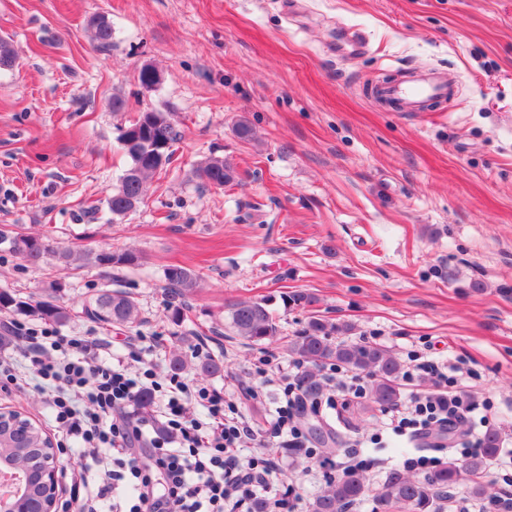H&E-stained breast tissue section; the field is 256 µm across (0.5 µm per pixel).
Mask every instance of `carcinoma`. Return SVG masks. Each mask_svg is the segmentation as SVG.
<instances>
[{
    "mask_svg": "<svg viewBox=\"0 0 512 512\" xmlns=\"http://www.w3.org/2000/svg\"><path fill=\"white\" fill-rule=\"evenodd\" d=\"M94 39L101 47L112 44V26L105 18L91 21ZM173 123L165 112H142L121 130L118 141L129 165L119 184L108 197L112 214L124 216L141 204L149 191L148 181L171 159L163 150L155 153L159 140L173 141ZM200 177L216 188L235 180V171L221 158H210L199 167ZM0 251L7 252L21 261L38 266L50 259L68 263L76 260L68 247L55 248L40 237L0 227ZM137 256L128 250L104 248L94 253V262L106 273L120 270L136 263ZM165 291L173 299H184L197 287V276L184 267H171L165 272ZM60 286L48 290L46 298L35 303L23 301L8 289H0V311L34 316L64 325L73 318L70 308L60 303ZM81 314L87 319L108 325L131 326L137 322L138 305L128 291L101 288L85 297ZM225 328L253 345H262L278 336L276 317L265 301L234 302L224 311ZM333 327L320 319H313L298 336L288 339V354L302 363L304 372L301 383L305 392L317 396L322 392L318 371L326 364H334L355 371L365 372L372 378L368 403L360 408L366 413L373 407L388 408L397 405L401 398L399 380L402 365L387 348L374 344L334 342L330 339ZM42 428L25 433L12 431L0 434V470L15 467L25 472L22 498L40 505L42 490L39 485ZM500 434L487 430L479 452L459 466L450 461L437 467L429 475L403 477L393 473L378 489V503L394 512H438L436 501L441 493L466 478L471 482V493L477 498H491L487 484L480 479L489 461L499 450ZM365 493V477L361 469H348L328 478L323 490L309 504V512H345Z\"/></svg>",
    "mask_w": 512,
    "mask_h": 512,
    "instance_id": "1",
    "label": "carcinoma"
}]
</instances>
